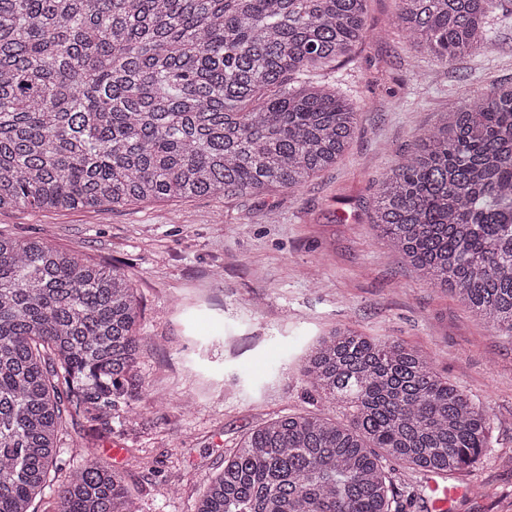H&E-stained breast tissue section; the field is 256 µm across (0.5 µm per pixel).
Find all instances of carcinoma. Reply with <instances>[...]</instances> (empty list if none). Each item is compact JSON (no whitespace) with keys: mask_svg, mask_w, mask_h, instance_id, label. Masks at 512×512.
Listing matches in <instances>:
<instances>
[{"mask_svg":"<svg viewBox=\"0 0 512 512\" xmlns=\"http://www.w3.org/2000/svg\"><path fill=\"white\" fill-rule=\"evenodd\" d=\"M369 0H0V210L297 193L348 148L360 108L308 76L370 37ZM501 0H399L392 25L438 66L497 36ZM372 224L431 286L512 336V84L423 131L379 184ZM139 302L125 274L43 237L0 236V512H139L122 472L58 458L132 391ZM347 422L244 435L195 512H405L391 464L457 479L492 415L392 337L337 325L301 365Z\"/></svg>","mask_w":512,"mask_h":512,"instance_id":"obj_1","label":"carcinoma"}]
</instances>
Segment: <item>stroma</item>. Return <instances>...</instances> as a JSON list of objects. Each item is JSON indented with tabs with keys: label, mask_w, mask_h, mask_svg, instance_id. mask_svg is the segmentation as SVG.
Masks as SVG:
<instances>
[{
	"label": "stroma",
	"mask_w": 512,
	"mask_h": 512,
	"mask_svg": "<svg viewBox=\"0 0 512 512\" xmlns=\"http://www.w3.org/2000/svg\"><path fill=\"white\" fill-rule=\"evenodd\" d=\"M371 0L373 36L339 70L361 112L346 154L300 192L200 196L87 210L7 209L0 234L121 269L142 308L143 387L112 428H68L70 464L113 449L141 512H193L209 477L249 430L288 413L344 420L301 373L308 346L339 324L393 337L487 405L484 467L449 512H512V338L428 286L371 225L377 184L440 112L475 87L512 83V16L479 56L441 68Z\"/></svg>",
	"instance_id": "1"
}]
</instances>
